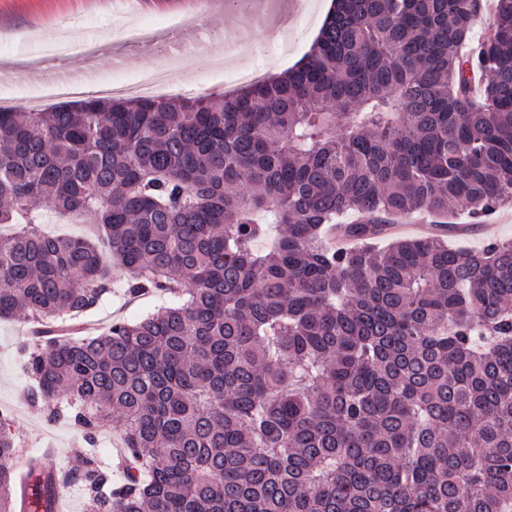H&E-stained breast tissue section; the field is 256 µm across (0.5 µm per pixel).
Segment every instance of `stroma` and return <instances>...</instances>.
I'll list each match as a JSON object with an SVG mask.
<instances>
[{
    "label": "stroma",
    "instance_id": "stroma-1",
    "mask_svg": "<svg viewBox=\"0 0 512 512\" xmlns=\"http://www.w3.org/2000/svg\"><path fill=\"white\" fill-rule=\"evenodd\" d=\"M330 6V0H244L240 10L227 9L224 0H139L134 10L117 17L116 0H0V53L24 57L41 54L43 42L56 38L67 26L80 35L105 40L100 53L91 58L72 57L71 75L84 72L93 77L116 74L136 80L161 68L169 55L178 53L172 44L175 32L186 31L199 38L194 55L185 57L182 72L172 77L171 97L221 94L237 84L224 70L209 65L215 51L231 46L235 64L257 67L258 78L282 73L309 50ZM267 17L265 26H253L256 13ZM288 21V42L269 38L267 29L280 19ZM61 75L54 67H33L11 77L0 76V96L23 99L53 85ZM463 216L453 218L444 233L449 244L479 250L494 241H512V208L500 211L487 224H473L457 232ZM168 296L129 294L122 279H115L111 293L89 310L85 324L103 333L113 320L135 321L166 305ZM37 324L16 316L0 318V404L12 408L11 431L18 450L17 465L25 467L29 455L48 453L58 471H66L86 453L112 462L109 451L116 443L115 431L97 434L87 442L81 431L65 419L51 420L25 400L28 381L19 353L37 338Z\"/></svg>",
    "mask_w": 512,
    "mask_h": 512
}]
</instances>
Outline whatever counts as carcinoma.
I'll return each mask as SVG.
<instances>
[{
	"label": "carcinoma",
	"mask_w": 512,
	"mask_h": 512,
	"mask_svg": "<svg viewBox=\"0 0 512 512\" xmlns=\"http://www.w3.org/2000/svg\"><path fill=\"white\" fill-rule=\"evenodd\" d=\"M472 0H335L301 63L221 96L0 109V318L27 399L92 441L19 476L0 414V512H512V241L379 226L512 204V0L471 46ZM46 205L97 224L133 293L174 300L55 335L110 292ZM278 228L274 244L256 243ZM327 224L358 241L321 243ZM44 222L40 224L42 229L54 235H85L89 231L91 224H58L61 219L49 208H43Z\"/></svg>",
	"instance_id": "obj_1"
}]
</instances>
